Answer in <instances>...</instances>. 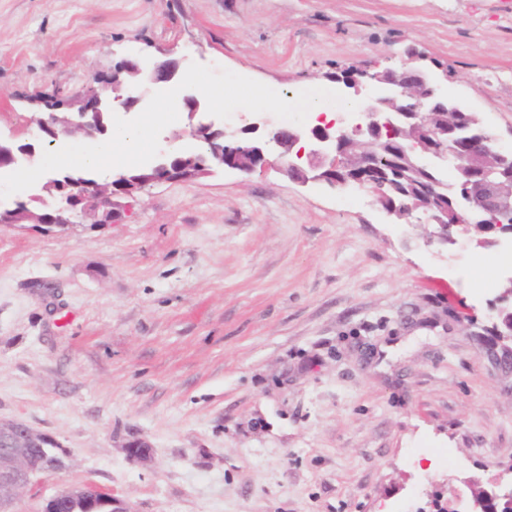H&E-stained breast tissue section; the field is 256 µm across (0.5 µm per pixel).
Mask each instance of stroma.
<instances>
[{
	"instance_id": "1",
	"label": "stroma",
	"mask_w": 512,
	"mask_h": 512,
	"mask_svg": "<svg viewBox=\"0 0 512 512\" xmlns=\"http://www.w3.org/2000/svg\"><path fill=\"white\" fill-rule=\"evenodd\" d=\"M417 46L512 149V0H0V138L123 57L197 62L294 100ZM374 194L230 170L114 222L0 224V421L51 434L66 484L129 512H436L512 462V378L485 355L512 241L431 245ZM147 442V460L126 446Z\"/></svg>"
}]
</instances>
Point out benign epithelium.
Returning <instances> with one entry per match:
<instances>
[{"label": "benign epithelium", "instance_id": "obj_1", "mask_svg": "<svg viewBox=\"0 0 512 512\" xmlns=\"http://www.w3.org/2000/svg\"><path fill=\"white\" fill-rule=\"evenodd\" d=\"M411 62L421 63L420 70L424 73V77L415 85L408 73V64ZM121 64L132 78L140 80V87L170 82L179 68V61L175 59L157 63L149 69L136 58H123ZM434 66L436 63L430 57L415 50L408 52V62L399 68L366 66L338 80L359 103L363 121L353 125L341 119L307 130L273 125L263 117L244 116L241 118L243 125L239 129L228 131L212 121L198 118L197 123L192 125L191 133L197 139L203 135L209 136V155L201 159L187 153L179 158V180H195L210 173V166L217 165L247 176L276 169L295 175L302 184L320 181L331 187L347 186L349 181L333 177L336 170L347 165L348 157L343 152V146L358 149L359 167H364L363 138L366 134L376 128L390 126L388 113L407 110L408 102L420 98L419 87L426 88L431 96L439 95L441 80L432 76ZM373 86H385L390 94L372 96L368 94V89ZM102 107L103 101L99 96L92 99L76 98L61 106L46 102L44 110L34 113L31 122L43 135L57 132L70 134L76 128L91 137V119L100 114ZM425 131L424 138H407L400 145V152L405 155L419 148L426 155L431 154L444 160L452 158L462 166H469L476 159L512 164V150L501 149L496 139L488 134L473 140L467 150L460 153L449 142L439 139L442 130L427 123ZM302 139L309 141V150L293 152V147ZM170 157L169 153L161 154L159 164L152 169L150 175L141 181L127 184L118 192L109 186L73 182L61 187L54 178L49 181L50 187L58 193L67 189L69 194L60 199V204L53 212L35 213L26 204L19 203L13 209L0 210V224H29L41 232L53 226L62 228L80 221L96 225L99 212L116 217L126 208L121 199H134L146 187L167 181L164 172L168 169ZM354 184L371 190L386 214L398 221L407 220L419 211L418 205L414 203L396 205L389 202L385 185L381 183L358 178ZM478 221L490 224V230L498 234L512 235V182L483 179L479 182L478 191L467 193L455 208L448 211L446 220L430 234L429 242L453 245L457 243L458 227ZM487 354L501 373L512 375L511 348L493 345L487 349ZM0 447L8 450L15 458L13 465L0 469V486L10 492L5 500L11 502L15 494L27 490L47 473L43 464L46 457L62 461L67 456L64 445L55 436L14 420L0 421ZM507 475L512 476V463L503 467L490 488L477 491L471 481H466L470 491V512H512V480H505ZM60 499L73 502L80 512H94L98 503L111 506L112 512H127L119 499L111 493L85 485L58 490L45 500L43 510L46 512Z\"/></svg>", "mask_w": 512, "mask_h": 512}]
</instances>
